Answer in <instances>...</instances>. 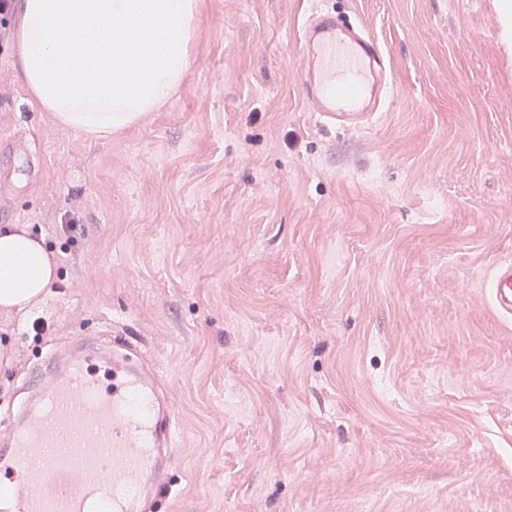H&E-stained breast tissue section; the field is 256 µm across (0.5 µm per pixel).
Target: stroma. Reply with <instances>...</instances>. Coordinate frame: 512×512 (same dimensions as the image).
Instances as JSON below:
<instances>
[{"instance_id": "stroma-1", "label": "stroma", "mask_w": 512, "mask_h": 512, "mask_svg": "<svg viewBox=\"0 0 512 512\" xmlns=\"http://www.w3.org/2000/svg\"><path fill=\"white\" fill-rule=\"evenodd\" d=\"M320 2L389 61L365 128L302 97ZM498 3L202 0L178 92L103 138L0 57V138L29 145L0 231L32 230L56 265L40 305L0 309V413L41 352L127 327L175 420L164 512H512V314L488 288L512 262Z\"/></svg>"}]
</instances>
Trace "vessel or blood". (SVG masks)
Returning <instances> with one entry per match:
<instances>
[{
  "label": "vessel or blood",
  "instance_id": "obj_1",
  "mask_svg": "<svg viewBox=\"0 0 512 512\" xmlns=\"http://www.w3.org/2000/svg\"><path fill=\"white\" fill-rule=\"evenodd\" d=\"M299 46L303 94L330 124L363 127L388 87L385 55L361 26L315 11ZM512 313V263L492 279ZM18 409L0 419V474H12L11 512H159L170 489L175 426L154 368L132 336L49 355Z\"/></svg>",
  "mask_w": 512,
  "mask_h": 512
}]
</instances>
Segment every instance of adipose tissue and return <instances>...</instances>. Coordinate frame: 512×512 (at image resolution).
Listing matches in <instances>:
<instances>
[{"mask_svg": "<svg viewBox=\"0 0 512 512\" xmlns=\"http://www.w3.org/2000/svg\"><path fill=\"white\" fill-rule=\"evenodd\" d=\"M200 0H24L17 39L30 92L99 138L139 124L189 66ZM56 266L27 230L0 234V308L44 301Z\"/></svg>", "mask_w": 512, "mask_h": 512, "instance_id": "obj_1", "label": "adipose tissue"}]
</instances>
